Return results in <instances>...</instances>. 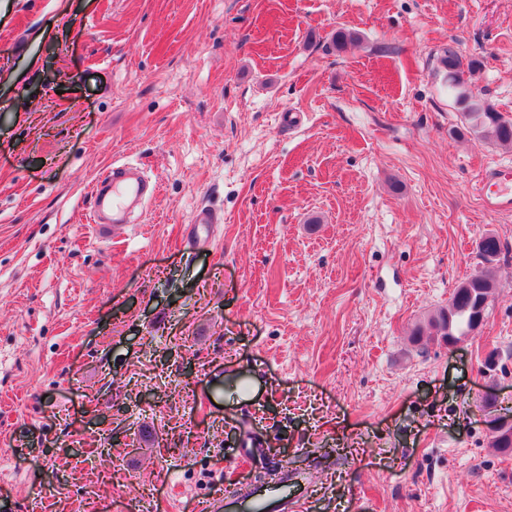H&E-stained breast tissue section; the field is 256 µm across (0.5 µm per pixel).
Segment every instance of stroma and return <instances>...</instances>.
I'll return each mask as SVG.
<instances>
[{
  "label": "stroma",
  "instance_id": "1",
  "mask_svg": "<svg viewBox=\"0 0 512 512\" xmlns=\"http://www.w3.org/2000/svg\"><path fill=\"white\" fill-rule=\"evenodd\" d=\"M448 47L512 119V0H0V512H190L265 464L308 512H512V256L458 351L411 338L512 245ZM117 167L160 191L115 228Z\"/></svg>",
  "mask_w": 512,
  "mask_h": 512
}]
</instances>
